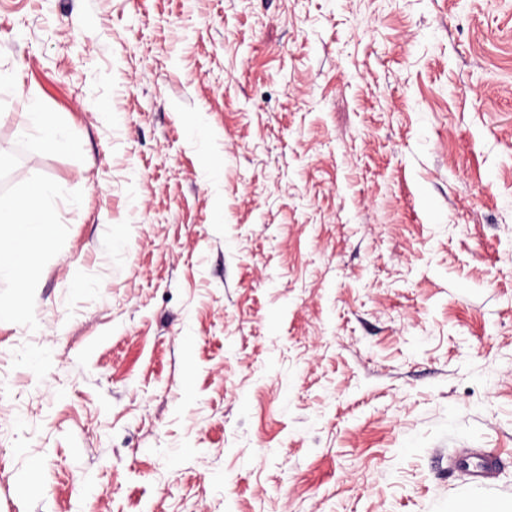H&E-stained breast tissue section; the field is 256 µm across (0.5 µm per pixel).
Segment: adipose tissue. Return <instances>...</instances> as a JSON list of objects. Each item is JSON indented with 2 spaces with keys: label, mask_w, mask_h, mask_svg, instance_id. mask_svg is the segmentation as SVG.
Returning a JSON list of instances; mask_svg holds the SVG:
<instances>
[{
  "label": "adipose tissue",
  "mask_w": 512,
  "mask_h": 512,
  "mask_svg": "<svg viewBox=\"0 0 512 512\" xmlns=\"http://www.w3.org/2000/svg\"><path fill=\"white\" fill-rule=\"evenodd\" d=\"M54 193L51 184L42 182L26 209L16 208L10 200L0 202V274L5 272L21 280L32 270L31 264L17 261L13 251L15 239L27 238L30 254L34 257L51 245L55 224L48 202Z\"/></svg>",
  "instance_id": "ef3b65f1"
}]
</instances>
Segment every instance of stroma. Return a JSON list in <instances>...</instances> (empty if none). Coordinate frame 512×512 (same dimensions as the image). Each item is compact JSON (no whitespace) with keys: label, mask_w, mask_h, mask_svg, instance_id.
Here are the masks:
<instances>
[{"label":"stroma","mask_w":512,"mask_h":512,"mask_svg":"<svg viewBox=\"0 0 512 512\" xmlns=\"http://www.w3.org/2000/svg\"><path fill=\"white\" fill-rule=\"evenodd\" d=\"M0 163V512L512 506V0H0ZM24 116L27 124L40 134L43 144L48 149L65 151L69 148L70 141L66 131L49 112H43L35 100L29 103ZM55 193L49 183H38L37 190L31 198L29 206L20 210L14 201L0 202V274L8 273L17 280L24 279L34 268L37 256L43 249L49 247L54 239L55 224L48 201ZM38 224V225H30ZM19 237H25L29 242V251L34 259L26 264H20L27 258V245L18 241L13 251V242ZM482 462L478 470H473L466 461L458 464V468L462 471L468 481L476 483L475 485L481 487L492 488L495 487L493 482L498 470L500 459L492 454H484Z\"/></svg>","instance_id":"35a3bbf8"}]
</instances>
